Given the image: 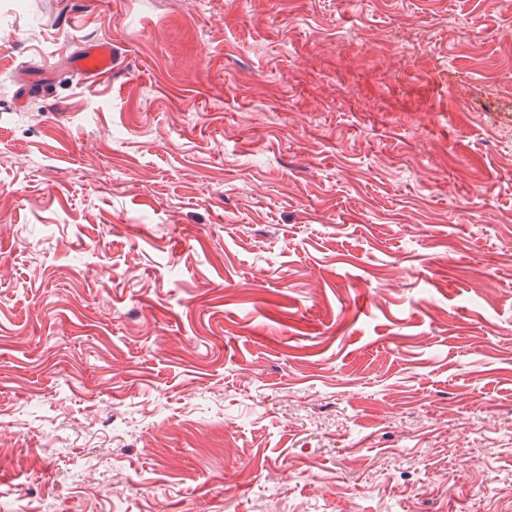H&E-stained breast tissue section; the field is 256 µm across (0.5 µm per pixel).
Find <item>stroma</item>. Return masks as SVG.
<instances>
[{"mask_svg": "<svg viewBox=\"0 0 512 512\" xmlns=\"http://www.w3.org/2000/svg\"><path fill=\"white\" fill-rule=\"evenodd\" d=\"M0 512H512V0H0ZM65 70L87 84L112 77V41L84 40L80 49L66 60Z\"/></svg>", "mask_w": 512, "mask_h": 512, "instance_id": "obj_1", "label": "stroma"}]
</instances>
